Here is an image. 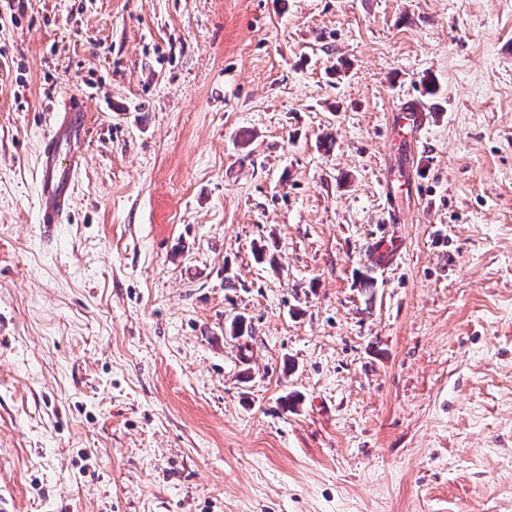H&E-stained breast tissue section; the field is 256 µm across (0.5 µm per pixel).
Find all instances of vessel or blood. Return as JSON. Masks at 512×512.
Here are the masks:
<instances>
[{"label":"vessel or blood","instance_id":"1","mask_svg":"<svg viewBox=\"0 0 512 512\" xmlns=\"http://www.w3.org/2000/svg\"><path fill=\"white\" fill-rule=\"evenodd\" d=\"M46 110L52 123L39 145L38 221L49 227L63 223L70 213L74 175L89 125L84 99L62 105L52 98ZM392 121L398 129H416L424 125L426 114L420 106H407L398 109Z\"/></svg>","mask_w":512,"mask_h":512}]
</instances>
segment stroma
Returning a JSON list of instances; mask_svg holds the SVG:
<instances>
[{"mask_svg":"<svg viewBox=\"0 0 512 512\" xmlns=\"http://www.w3.org/2000/svg\"><path fill=\"white\" fill-rule=\"evenodd\" d=\"M0 512H512V0H0ZM64 103L63 112L57 110L55 98L46 103L49 117L56 119L39 145L38 222L45 227L63 224L70 213L74 174L81 165V147L89 129L84 96L64 99ZM426 113L419 105L406 106L399 108L392 117L393 123L400 130H411L421 128L426 121Z\"/></svg>","mask_w":512,"mask_h":512,"instance_id":"stroma-1","label":"stroma"}]
</instances>
